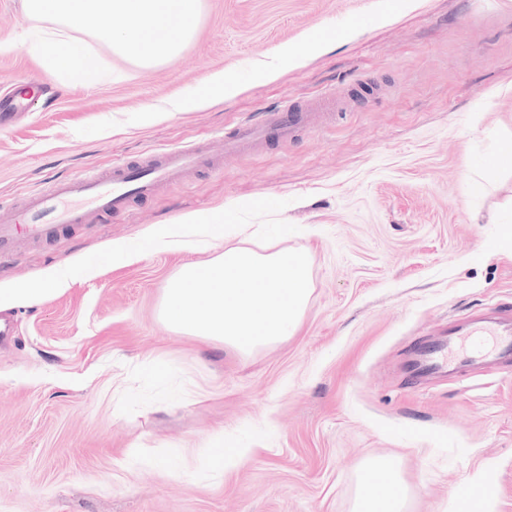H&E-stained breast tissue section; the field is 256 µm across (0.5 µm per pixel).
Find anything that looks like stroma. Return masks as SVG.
Listing matches in <instances>:
<instances>
[{"label":"stroma","instance_id":"1","mask_svg":"<svg viewBox=\"0 0 512 512\" xmlns=\"http://www.w3.org/2000/svg\"><path fill=\"white\" fill-rule=\"evenodd\" d=\"M22 0H0V98L16 83L48 101L0 125V200L104 171L114 159L192 141L218 165L160 187L129 212L0 258V289L48 271L68 285L11 311L0 346V512H352L364 462L393 456L408 512H450L482 477L512 512V364L418 388L398 363L418 337L484 304L512 306V0H202L172 59L140 66L85 31L109 73L94 89L47 76L25 39ZM324 51L257 78L283 46ZM230 99L149 119L215 73ZM352 111L314 116L288 144L220 154L224 132L322 92ZM484 193H476V183ZM272 197L269 212L235 202ZM226 208L224 236L195 225L131 265L113 242ZM304 252L310 295L292 336L243 356L166 323V288L227 247ZM94 264L96 273L80 272ZM248 449L206 463L214 437ZM140 447L150 465L131 463Z\"/></svg>","mask_w":512,"mask_h":512}]
</instances>
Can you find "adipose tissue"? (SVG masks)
<instances>
[{"instance_id": "adipose-tissue-1", "label": "adipose tissue", "mask_w": 512, "mask_h": 512, "mask_svg": "<svg viewBox=\"0 0 512 512\" xmlns=\"http://www.w3.org/2000/svg\"><path fill=\"white\" fill-rule=\"evenodd\" d=\"M406 489L396 463L389 458L367 460L355 512H404Z\"/></svg>"}]
</instances>
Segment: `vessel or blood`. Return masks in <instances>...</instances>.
<instances>
[{
  "instance_id": "vessel-or-blood-1",
  "label": "vessel or blood",
  "mask_w": 512,
  "mask_h": 512,
  "mask_svg": "<svg viewBox=\"0 0 512 512\" xmlns=\"http://www.w3.org/2000/svg\"><path fill=\"white\" fill-rule=\"evenodd\" d=\"M41 88L32 82L16 86L0 101V108L13 112ZM335 92L322 93L314 105L284 102L258 121L244 123L222 140L225 152L245 153L286 144L308 126L313 112L338 110ZM208 146L174 147L146 154L135 162L118 160L110 170L56 181L43 191L25 197L23 223H0V253L15 252L22 241H51L61 232L93 219L126 211L135 200L152 196L158 187L175 185L202 167L212 165ZM512 359V312L495 305L484 306L468 317L449 323L447 329L419 339L404 364L408 382L443 379L466 371L475 361Z\"/></svg>"
}]
</instances>
